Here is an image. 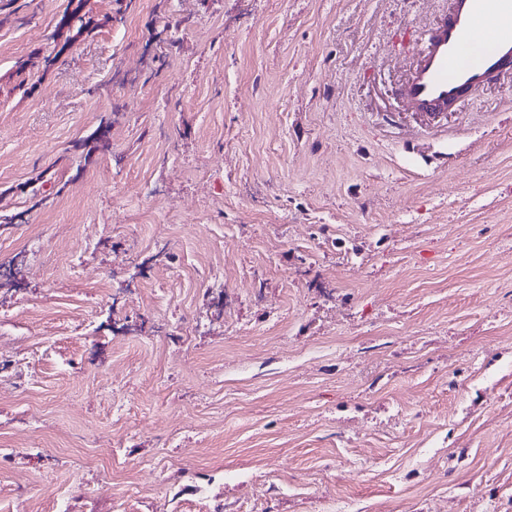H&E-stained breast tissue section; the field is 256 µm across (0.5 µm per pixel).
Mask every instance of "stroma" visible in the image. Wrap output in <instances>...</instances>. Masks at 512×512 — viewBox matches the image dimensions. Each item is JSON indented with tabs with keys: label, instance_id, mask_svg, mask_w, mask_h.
Masks as SVG:
<instances>
[{
	"label": "stroma",
	"instance_id": "35a3bbf8",
	"mask_svg": "<svg viewBox=\"0 0 512 512\" xmlns=\"http://www.w3.org/2000/svg\"><path fill=\"white\" fill-rule=\"evenodd\" d=\"M447 6L0 0V512H512V74L396 95Z\"/></svg>",
	"mask_w": 512,
	"mask_h": 512
}]
</instances>
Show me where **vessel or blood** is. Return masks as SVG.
Returning <instances> with one entry per match:
<instances>
[{"instance_id":"obj_1","label":"vessel or blood","mask_w":512,"mask_h":512,"mask_svg":"<svg viewBox=\"0 0 512 512\" xmlns=\"http://www.w3.org/2000/svg\"><path fill=\"white\" fill-rule=\"evenodd\" d=\"M420 48L421 62L404 95L417 109L436 112L465 104L471 88L512 61V0H450Z\"/></svg>"}]
</instances>
